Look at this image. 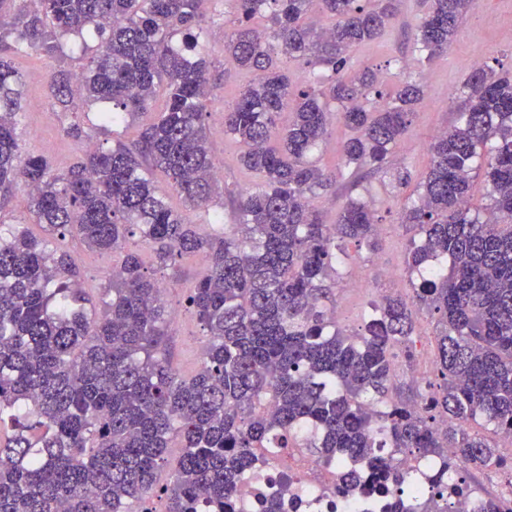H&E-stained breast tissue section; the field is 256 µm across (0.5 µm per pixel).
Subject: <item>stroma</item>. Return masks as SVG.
Here are the masks:
<instances>
[{"label":"stroma","instance_id":"1","mask_svg":"<svg viewBox=\"0 0 512 512\" xmlns=\"http://www.w3.org/2000/svg\"><path fill=\"white\" fill-rule=\"evenodd\" d=\"M427 8V0H401L397 16L383 34L352 52L354 66L377 69L384 87H392L407 78L420 81L425 87V96L408 132L394 146L384 168L363 181H356L353 168L345 166L340 157L339 147L350 135L340 122L330 126L325 144L314 154L320 167L336 174L335 190L315 201L322 221L334 223L340 206L350 194L368 195L379 219V251L372 253L348 244V257L334 289L339 324L353 331L360 327L372 299L390 292L409 291L405 263L409 234L400 222V212L412 195L414 184L419 183L429 167L430 139L437 131L455 125L459 118V94L471 71V59L478 56L495 70L512 71V0H477L474 9L461 21L447 53L431 61H421L413 54L412 44ZM202 11L211 75L216 84L208 99L209 142L215 158L224 162L215 184L214 201L205 209L190 206L162 172L152 171L151 178L174 210L185 215L189 223L207 231L218 214L224 223H237L232 199L255 188L257 179L240 165L241 146L225 138L221 124L225 105L234 101L239 88L249 79L245 73L226 72L224 41L234 28L235 5L233 0H206ZM8 60L21 79L17 128L20 157L43 156L53 172L59 174L84 154L86 143L109 148L119 141L129 144L136 140L144 117L101 128L93 124L99 105L79 101L73 110H62L49 91L50 79L59 68L58 59L30 50L9 54ZM76 122L83 129L79 139L68 133L70 125ZM400 171L410 173L409 185L397 186L394 176ZM62 246L79 272L86 295L94 304H101L102 288L119 262L118 255L91 250L70 237L63 240ZM203 272L202 258L194 256L179 260L176 268L166 271L164 276L167 286L164 300L169 310L168 351L173 369L184 378L192 377L200 367L203 331L187 308L186 296Z\"/></svg>","mask_w":512,"mask_h":512}]
</instances>
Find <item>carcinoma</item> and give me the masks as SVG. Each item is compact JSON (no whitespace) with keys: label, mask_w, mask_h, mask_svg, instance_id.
Wrapping results in <instances>:
<instances>
[{"label":"carcinoma","mask_w":512,"mask_h":512,"mask_svg":"<svg viewBox=\"0 0 512 512\" xmlns=\"http://www.w3.org/2000/svg\"><path fill=\"white\" fill-rule=\"evenodd\" d=\"M204 0H0V44L64 56L63 42L94 30L98 47L76 73L52 79L64 110L80 97L112 108L103 126L165 108L135 148L94 147L64 174L41 155L18 160L20 77L0 57V189L29 187L33 223L99 252L133 237L153 254L147 268L125 251L103 288L104 309L88 308L65 252L16 225L0 233V512H134L154 490L167 450L182 454L167 512H238L237 484L291 453L336 467L346 496L358 485L349 459L393 493L418 483V459L442 463L437 492L411 512H512L486 500L471 473L504 466L469 424L512 437V73L477 66L464 85L460 124L435 135L431 167L401 223L414 231L407 253L408 298L370 302L361 328L336 324L333 287L349 241L375 252L370 201L350 197L334 224L315 200L335 175L311 160L332 118L358 132L340 148L345 165L381 169L407 132L424 86L387 91L368 67L347 77L350 49L379 37L400 0H233L236 28L226 51L252 75L224 108V136L260 183L239 195V223L220 236L198 232L157 194L148 158L194 207L212 199L214 157L202 51ZM476 0H430L414 46L428 61L448 51ZM335 19L304 22L312 5ZM312 67L299 87L279 55ZM293 98L288 125L282 105ZM488 204L468 206L474 176ZM199 255L204 274L187 303L204 332L200 370L180 377L165 348L167 311L154 274ZM438 315L432 378L406 397L398 364L416 363L417 314ZM394 448L400 458L385 452Z\"/></svg>","instance_id":"obj_1"}]
</instances>
